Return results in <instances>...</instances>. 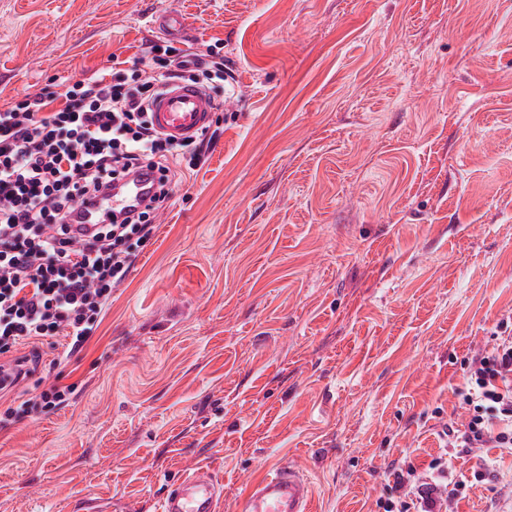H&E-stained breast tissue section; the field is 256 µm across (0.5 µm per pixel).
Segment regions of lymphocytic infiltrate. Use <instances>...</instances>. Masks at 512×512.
I'll return each mask as SVG.
<instances>
[{
    "label": "lymphocytic infiltrate",
    "mask_w": 512,
    "mask_h": 512,
    "mask_svg": "<svg viewBox=\"0 0 512 512\" xmlns=\"http://www.w3.org/2000/svg\"><path fill=\"white\" fill-rule=\"evenodd\" d=\"M144 54L146 69L116 67L110 77L83 78L64 92L28 94L0 108V355L57 336L65 340L64 356L82 351L173 196L172 166L193 171L208 159L212 135L166 138L153 129L148 106L176 81L223 89V61L160 37ZM137 171L158 176L144 205L90 235L75 234L81 207ZM465 385L467 415L444 423L447 447L512 453V337L474 353ZM75 390H41L1 413L0 428L34 410L68 406ZM428 468L427 479L414 468H395L400 494L381 501V512H453L465 480H449L440 456Z\"/></svg>",
    "instance_id": "obj_1"
}]
</instances>
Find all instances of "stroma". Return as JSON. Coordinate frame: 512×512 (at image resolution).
Returning a JSON list of instances; mask_svg holds the SVG:
<instances>
[{"label": "stroma", "mask_w": 512, "mask_h": 512, "mask_svg": "<svg viewBox=\"0 0 512 512\" xmlns=\"http://www.w3.org/2000/svg\"><path fill=\"white\" fill-rule=\"evenodd\" d=\"M159 11L221 43L235 96L180 172L69 406L0 429V512H158L196 468L222 512L281 465L314 512H378L512 336V0H0V107L145 66ZM455 512H512V455L452 454Z\"/></svg>", "instance_id": "1"}]
</instances>
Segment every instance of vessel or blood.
Instances as JSON below:
<instances>
[{
  "instance_id": "obj_1",
  "label": "vessel or blood",
  "mask_w": 512,
  "mask_h": 512,
  "mask_svg": "<svg viewBox=\"0 0 512 512\" xmlns=\"http://www.w3.org/2000/svg\"><path fill=\"white\" fill-rule=\"evenodd\" d=\"M152 122L168 138L181 141L195 137L210 122L214 102L200 87L175 83L151 104ZM134 185L119 195H101L90 211L98 218L140 205L153 191L152 176L137 174ZM313 486L290 466L255 482L238 506V512H311ZM223 489L209 471L186 475L162 500L160 512H219Z\"/></svg>"
}]
</instances>
